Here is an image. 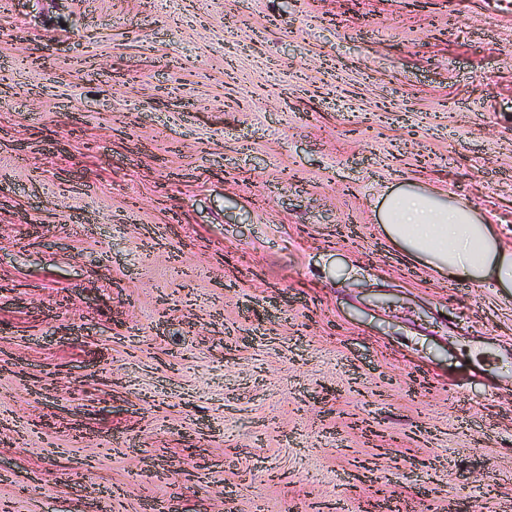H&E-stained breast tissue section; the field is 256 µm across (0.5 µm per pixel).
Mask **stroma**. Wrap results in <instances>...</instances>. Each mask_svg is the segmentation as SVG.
I'll use <instances>...</instances> for the list:
<instances>
[{"mask_svg": "<svg viewBox=\"0 0 512 512\" xmlns=\"http://www.w3.org/2000/svg\"><path fill=\"white\" fill-rule=\"evenodd\" d=\"M512 0H0V512H512ZM450 195L413 188L391 194L384 205L388 233L409 250L426 254L437 268H448L455 279L491 274L501 284H512V250Z\"/></svg>", "mask_w": 512, "mask_h": 512, "instance_id": "35a3bbf8", "label": "stroma"}]
</instances>
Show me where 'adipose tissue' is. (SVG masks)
Here are the masks:
<instances>
[{
	"label": "adipose tissue",
	"mask_w": 512,
	"mask_h": 512,
	"mask_svg": "<svg viewBox=\"0 0 512 512\" xmlns=\"http://www.w3.org/2000/svg\"><path fill=\"white\" fill-rule=\"evenodd\" d=\"M384 218L390 236L426 254L455 279L490 274L501 284H512V250L465 204L406 188L387 198Z\"/></svg>",
	"instance_id": "obj_1"
}]
</instances>
